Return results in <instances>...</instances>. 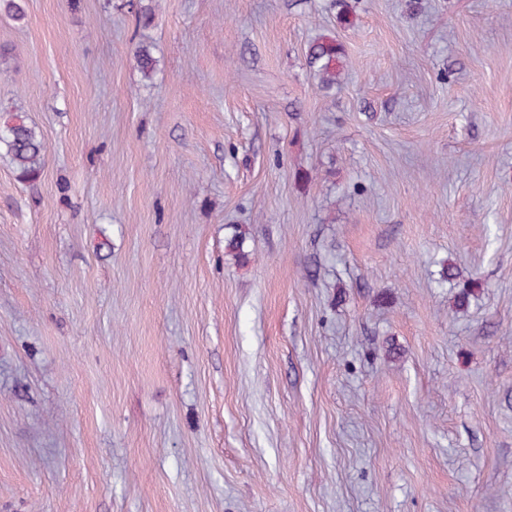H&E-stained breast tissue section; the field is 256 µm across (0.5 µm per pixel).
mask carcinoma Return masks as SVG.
<instances>
[{
	"label": "carcinoma",
	"instance_id": "cac0c4a2",
	"mask_svg": "<svg viewBox=\"0 0 512 512\" xmlns=\"http://www.w3.org/2000/svg\"><path fill=\"white\" fill-rule=\"evenodd\" d=\"M0 12L18 23L25 19V11L19 0H0ZM134 57L143 76L152 78L155 60L150 48L138 46ZM306 61L317 79V89L327 93L338 84L341 71L346 66V51L336 38L321 34L309 44ZM0 146L10 156L19 180L32 183L42 176L46 147L36 128L27 122L25 116L14 113L4 122L0 127ZM243 245L244 234L236 229L227 239L225 249L232 258L245 261L248 254Z\"/></svg>",
	"mask_w": 512,
	"mask_h": 512
}]
</instances>
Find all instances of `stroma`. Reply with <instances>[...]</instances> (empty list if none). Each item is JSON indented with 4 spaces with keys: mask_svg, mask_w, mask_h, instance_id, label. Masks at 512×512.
Listing matches in <instances>:
<instances>
[{
    "mask_svg": "<svg viewBox=\"0 0 512 512\" xmlns=\"http://www.w3.org/2000/svg\"><path fill=\"white\" fill-rule=\"evenodd\" d=\"M145 2L0 13V512H512V0ZM306 61L317 79V89L327 93L338 84L346 66V51L335 37L321 34L309 44ZM0 146L10 156L19 180L37 181L45 168L46 147L35 126L20 113H14L0 127Z\"/></svg>",
    "mask_w": 512,
    "mask_h": 512,
    "instance_id": "35a3bbf8",
    "label": "stroma"
}]
</instances>
